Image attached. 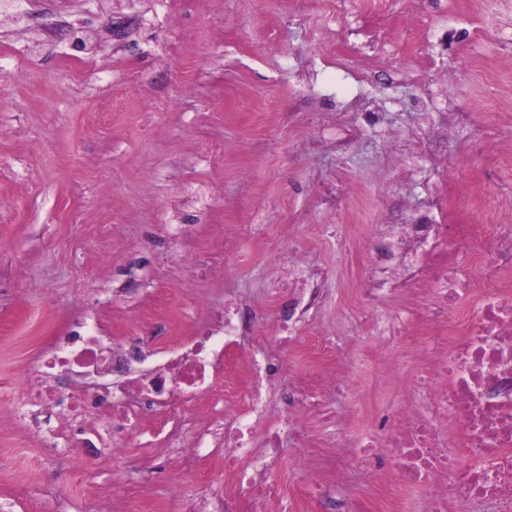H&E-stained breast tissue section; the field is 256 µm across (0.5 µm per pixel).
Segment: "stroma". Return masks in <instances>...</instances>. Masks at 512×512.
Returning a JSON list of instances; mask_svg holds the SVG:
<instances>
[{"label":"stroma","instance_id":"obj_1","mask_svg":"<svg viewBox=\"0 0 512 512\" xmlns=\"http://www.w3.org/2000/svg\"><path fill=\"white\" fill-rule=\"evenodd\" d=\"M367 0L304 24L290 0H0V503L12 512H98L112 459L79 445L84 420L20 418L26 378L73 325L150 337L162 350L226 297L258 332L280 278L320 286L285 375L324 365L302 343L332 332L337 373L373 427L380 340L357 321L366 244L412 224L433 196L489 224L512 166L467 148L505 127L512 0ZM475 113L472 123L455 113ZM126 465L167 512L163 449L128 439Z\"/></svg>","mask_w":512,"mask_h":512}]
</instances>
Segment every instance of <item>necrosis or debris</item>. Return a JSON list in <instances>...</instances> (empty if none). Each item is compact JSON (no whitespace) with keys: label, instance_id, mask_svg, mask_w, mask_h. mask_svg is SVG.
<instances>
[{"label":"necrosis or debris","instance_id":"1","mask_svg":"<svg viewBox=\"0 0 512 512\" xmlns=\"http://www.w3.org/2000/svg\"><path fill=\"white\" fill-rule=\"evenodd\" d=\"M401 263L383 274L365 273L358 288L363 308L385 292L406 298L421 282L434 286L435 307L427 322L437 335L420 343L409 319L397 317L387 339L405 336L421 368L414 390L420 407L385 411L373 433L360 437L351 455L318 459L317 442L298 432L308 452L298 465L295 489L313 512H405L404 496L422 493L423 512H512V223L408 224ZM481 261L479 272L462 255ZM475 303L455 315L457 282ZM319 294L306 288L274 312L275 338L258 335L248 309L225 310L206 336L185 337L182 349L167 357L78 330L41 359L44 372L63 371L92 378V386L60 392L33 383L27 400L57 406L79 417L101 418L112 406V427L93 429L84 447L120 456L123 435L151 420L167 462L194 472L197 446L209 443L221 456L232 482L200 474L191 493L170 489L172 512H272L288 496L273 473L286 428L310 415H323L320 396L342 393L355 399L353 382L326 379L314 384H282L281 373L296 309L317 305ZM195 473V472H194ZM358 475L365 495L344 498L336 488Z\"/></svg>","mask_w":512,"mask_h":512}]
</instances>
